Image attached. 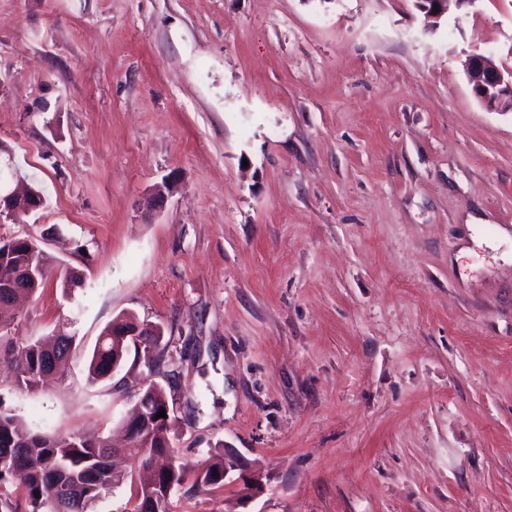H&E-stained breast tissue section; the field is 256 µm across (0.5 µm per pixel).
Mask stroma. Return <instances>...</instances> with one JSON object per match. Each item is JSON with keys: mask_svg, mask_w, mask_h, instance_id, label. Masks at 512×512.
Wrapping results in <instances>:
<instances>
[{"mask_svg": "<svg viewBox=\"0 0 512 512\" xmlns=\"http://www.w3.org/2000/svg\"><path fill=\"white\" fill-rule=\"evenodd\" d=\"M470 54L512 69V0H0V167L46 197L0 238L85 276L22 304L17 346L76 348L32 392L0 362V410L122 444L148 355L86 357L130 313L177 460L261 483L171 512H512V112ZM416 2L422 5V8H417L427 17L439 19L454 11L456 7L459 8L463 4L471 5L476 0H417ZM434 5L438 6V10H433ZM465 67L482 104L499 112H512V69L501 70L479 54L470 55ZM119 323H123V328L117 333L113 332L111 321L98 336L92 354L88 359V378L93 382L110 379L112 374L120 367V365L118 367L114 366L112 373V366L116 362L120 364L124 360L131 343L135 350H138L140 344L144 345L145 349H152L157 354L153 364L148 367V377L159 376L160 364L164 362V354L168 345L167 342H163V327L156 324L159 328V334L152 336L151 332H158L155 324L140 322L134 315L122 316L119 318ZM121 336H137L138 339L133 340L131 337H127L123 340Z\"/></svg>", "mask_w": 512, "mask_h": 512, "instance_id": "stroma-1", "label": "stroma"}]
</instances>
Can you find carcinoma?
<instances>
[{
  "instance_id": "cac0c4a2",
  "label": "carcinoma",
  "mask_w": 512,
  "mask_h": 512,
  "mask_svg": "<svg viewBox=\"0 0 512 512\" xmlns=\"http://www.w3.org/2000/svg\"><path fill=\"white\" fill-rule=\"evenodd\" d=\"M28 245L22 238L0 244V356L13 353L15 344L11 328L15 316L10 307V283L23 286L29 295L43 287L44 279L33 281L25 276L28 267ZM59 286L68 294L83 286V274L76 269L67 270L59 278ZM164 329L155 336H140L134 340L112 336V324H107L88 359V378L93 381L112 377V366L120 363L129 348H149L156 359L148 367L149 381L138 394V402L146 416V424L133 430L126 425L130 447L138 449L140 459L137 474L130 475L135 484L138 502L131 512H148L151 502L157 501L169 508L170 489L185 481L186 469L177 464L175 469L157 475L152 470L155 457L173 454L171 440L164 422L156 415L161 408L169 407L175 416L176 408L172 391L176 388V374H160L167 343L163 342ZM75 337L59 333L27 344L16 366L11 381L21 390L34 391L41 382L45 360L49 352L67 354ZM162 376L163 381L154 380ZM112 446L104 438L90 439L80 434L42 435L32 432L16 415L0 411V460L8 459L9 465L0 469V485L15 482L24 490L31 512H95L113 489L122 481L121 475L112 471ZM224 486V459L206 465L196 476L193 487L211 490Z\"/></svg>"
}]
</instances>
